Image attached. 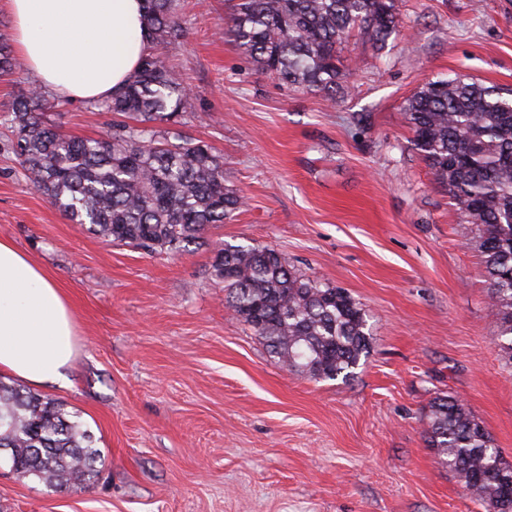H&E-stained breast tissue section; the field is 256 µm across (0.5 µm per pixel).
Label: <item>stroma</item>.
<instances>
[{"label":"stroma","mask_w":512,"mask_h":512,"mask_svg":"<svg viewBox=\"0 0 512 512\" xmlns=\"http://www.w3.org/2000/svg\"><path fill=\"white\" fill-rule=\"evenodd\" d=\"M236 0H180L163 47L188 77L174 127L224 159L246 198L202 244L169 254L71 223L36 190L5 119L36 83L0 78V238L69 295L67 404L106 460L68 493L0 465V512H484L427 442L432 398L460 399L512 462V360L470 224L412 145L407 100L462 75L512 88V0H400L383 48L342 44L335 100L257 72L224 35ZM50 120L98 137L112 115L56 99ZM224 242L278 251L366 312L371 349L347 379L289 370L225 304Z\"/></svg>","instance_id":"stroma-1"}]
</instances>
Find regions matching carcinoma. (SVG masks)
Instances as JSON below:
<instances>
[{
    "label": "carcinoma",
    "instance_id": "obj_1",
    "mask_svg": "<svg viewBox=\"0 0 512 512\" xmlns=\"http://www.w3.org/2000/svg\"><path fill=\"white\" fill-rule=\"evenodd\" d=\"M147 50L134 78L98 110L117 120L100 138L70 136L44 119L54 107L38 87L9 113L12 149L42 191L73 224L148 253L185 249L244 205L224 184L220 157L202 140L159 138L155 125L191 109L187 81L158 47L183 35L176 0H144ZM399 24L397 0H238L224 32L260 73L333 100L347 78L342 41L356 31L381 48ZM22 62L0 35V77ZM512 99L464 78L427 82L408 99L413 146L465 221L476 228L512 357ZM213 271L226 304L283 364L314 378L344 379L370 348L364 310L344 290L298 272L274 249L225 243ZM429 446L485 505L512 512V463L484 427L446 393L430 403ZM0 448L10 470L57 491L98 475L100 450L63 402L0 381Z\"/></svg>",
    "mask_w": 512,
    "mask_h": 512
}]
</instances>
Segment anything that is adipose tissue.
Listing matches in <instances>:
<instances>
[{
    "instance_id": "obj_1",
    "label": "adipose tissue",
    "mask_w": 512,
    "mask_h": 512,
    "mask_svg": "<svg viewBox=\"0 0 512 512\" xmlns=\"http://www.w3.org/2000/svg\"><path fill=\"white\" fill-rule=\"evenodd\" d=\"M12 43L38 83L61 98L110 97L146 49L143 0H4ZM74 354L72 305L47 272L0 239V372L64 384Z\"/></svg>"
}]
</instances>
